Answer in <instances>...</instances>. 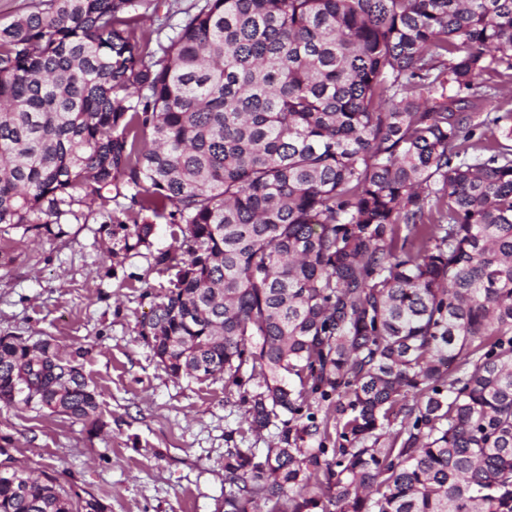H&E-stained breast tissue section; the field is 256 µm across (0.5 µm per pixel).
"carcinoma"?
<instances>
[{
    "label": "carcinoma",
    "instance_id": "carcinoma-1",
    "mask_svg": "<svg viewBox=\"0 0 512 512\" xmlns=\"http://www.w3.org/2000/svg\"><path fill=\"white\" fill-rule=\"evenodd\" d=\"M158 7L0 25V262L76 205L176 225L140 335L277 429L224 512H512V0H205L166 45ZM84 355L0 335V402L104 427ZM0 512L105 507L13 468ZM183 18L184 14L181 13L170 14L168 25L157 32L158 23L160 21H157L156 15H152V9H149L146 17L143 19V28L148 33H152L153 40L159 38L163 44H167V38L173 36L175 28L182 23Z\"/></svg>",
    "mask_w": 512,
    "mask_h": 512
}]
</instances>
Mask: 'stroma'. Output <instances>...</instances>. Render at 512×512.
<instances>
[{
    "label": "stroma",
    "mask_w": 512,
    "mask_h": 512,
    "mask_svg": "<svg viewBox=\"0 0 512 512\" xmlns=\"http://www.w3.org/2000/svg\"><path fill=\"white\" fill-rule=\"evenodd\" d=\"M108 221L103 211L64 219L62 236H26L0 266V334L85 349L79 364L105 421L92 435L0 406L10 462L47 471L106 512H224L225 449H261L274 433L247 432L242 398L225 394L223 378H174L159 365L139 334L150 310L141 293L168 285L153 256L173 246L170 226L156 220L148 244L127 251L101 232Z\"/></svg>",
    "instance_id": "1"
}]
</instances>
